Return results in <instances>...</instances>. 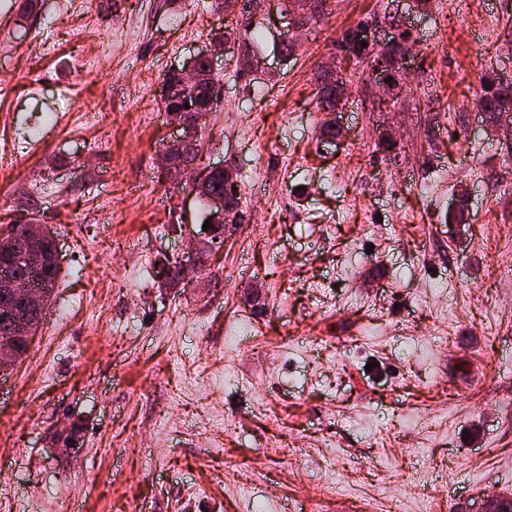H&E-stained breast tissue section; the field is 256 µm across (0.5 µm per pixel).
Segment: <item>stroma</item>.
<instances>
[{"instance_id":"35a3bbf8","label":"stroma","mask_w":512,"mask_h":512,"mask_svg":"<svg viewBox=\"0 0 512 512\" xmlns=\"http://www.w3.org/2000/svg\"><path fill=\"white\" fill-rule=\"evenodd\" d=\"M21 2L0 0V233L47 225L60 273L0 374V512H482L512 493V127L472 108L486 69L512 75V0H336L297 23L283 0ZM361 21L411 73L397 97L345 60ZM126 25L134 48L74 72ZM219 28L202 162L233 173L242 221L166 286L204 208L157 169L177 133L159 78ZM320 78H325L324 86L317 101V107L323 112H334L335 104L333 97L336 94V111L341 112L344 104L343 88L338 85L336 92V78L330 75L328 70H322Z\"/></svg>"}]
</instances>
